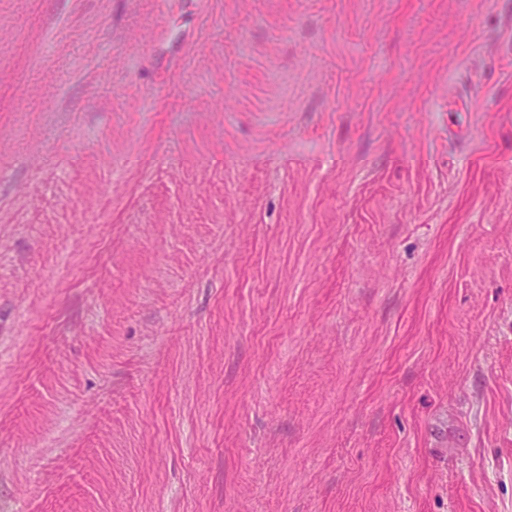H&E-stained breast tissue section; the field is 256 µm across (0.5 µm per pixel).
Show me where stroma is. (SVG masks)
Here are the masks:
<instances>
[{
    "mask_svg": "<svg viewBox=\"0 0 512 512\" xmlns=\"http://www.w3.org/2000/svg\"><path fill=\"white\" fill-rule=\"evenodd\" d=\"M0 512H512V0H0Z\"/></svg>",
    "mask_w": 512,
    "mask_h": 512,
    "instance_id": "35a3bbf8",
    "label": "stroma"
}]
</instances>
